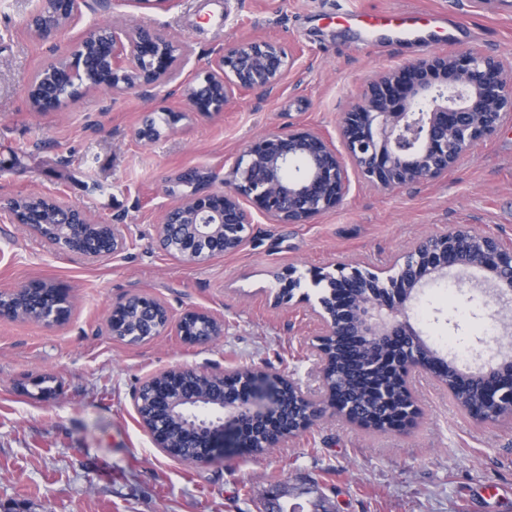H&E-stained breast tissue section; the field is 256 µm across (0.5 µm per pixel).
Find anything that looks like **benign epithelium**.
I'll return each mask as SVG.
<instances>
[{"label": "benign epithelium", "mask_w": 512, "mask_h": 512, "mask_svg": "<svg viewBox=\"0 0 512 512\" xmlns=\"http://www.w3.org/2000/svg\"><path fill=\"white\" fill-rule=\"evenodd\" d=\"M110 0H39L38 23L28 19L30 32L41 40L57 36L75 23L83 10L106 8ZM181 45L167 35L144 27L117 29L103 25L90 31L73 51L60 54L40 67L27 86L30 111L38 114L64 112L90 91L114 95L135 93L152 99L176 75L182 63ZM290 62L284 48L270 38L246 39L220 48L195 76L182 82L184 108L169 115L170 123L186 112H221L244 92H271L283 81ZM512 125V64L476 50L434 54L390 69L371 78L357 100L342 113L339 134L345 149L340 152L323 135L311 130L269 131L240 153L223 182L212 170L192 168L180 173L175 184L191 188L190 194L166 208L156 228L159 247L190 264L205 263L218 255L240 251L248 242L255 216L270 224H307L335 209L349 194L348 167L372 186L390 190L434 181L448 173L482 141L503 125ZM12 224H21L49 243L57 252L97 261L121 252L126 243L124 224H101L84 208L55 193L16 195L0 204ZM477 272L474 289L490 296L501 309L512 306V246L500 239L461 226L453 233L417 239L403 256L398 271L381 280L372 272L345 265L313 274L326 287L353 288L345 304L352 320L337 325L325 297L315 311L323 326L315 350L320 375L329 359L330 336L355 331L377 346L399 341L407 356L392 362L403 381L419 370H432L420 362V353L433 349L406 316L407 304L430 283L451 279L468 282ZM139 308L155 315L149 330L128 334L117 326L118 311ZM68 292L56 289V298L36 306L41 320L60 324L69 315ZM202 319L209 335L224 333L223 321L203 309L186 310L172 320L158 299L131 294L117 303L107 317L109 333L130 344L152 340L173 329L187 338L185 322ZM485 386L484 401L472 417L493 421L501 407L512 408V356L501 353L484 361L477 370ZM241 378L239 393H218L213 409L201 410L195 397L165 399L174 418L196 421L197 434L206 454L198 464L224 459V453L243 447L239 424L262 416L278 423L282 435L294 436L326 415L341 416L360 426L382 430L389 422L366 424L352 413L328 386L319 398L311 396L291 377L265 370L235 369L219 378ZM295 402L288 414L277 409L284 388Z\"/></svg>", "instance_id": "obj_1"}]
</instances>
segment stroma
I'll use <instances>...</instances> for the list:
<instances>
[{
    "label": "stroma",
    "instance_id": "35a3bbf8",
    "mask_svg": "<svg viewBox=\"0 0 512 512\" xmlns=\"http://www.w3.org/2000/svg\"><path fill=\"white\" fill-rule=\"evenodd\" d=\"M33 6L0 0V199L59 192L101 221L123 217L128 232L120 254L90 263L0 211V292L44 279L74 301L60 326L0 319V512H266L280 494L303 512L317 503L325 512H512V419L476 422L427 374L413 380L419 414L407 429L325 417L266 454L240 450L208 465L155 448L134 405L146 379L174 366L265 369L320 392L313 310L324 287L314 272L343 262L384 278L415 240L462 225L512 245V126L437 180L382 191L352 178L336 209L306 224L257 220L241 251L203 264L170 257L155 232L174 202L169 179L189 168L225 173L269 131L309 129L338 141L342 113L378 72L456 47L512 62V0L478 12L469 0H174L166 10L112 0L49 41L27 32ZM400 10L444 12L464 31L456 45L430 49L364 40L334 21L339 12ZM104 23L186 41L177 80L150 100L91 92L68 111L32 115V74ZM249 38L274 39L287 52L292 65L279 88L170 123L179 82L212 50ZM148 118L161 132L151 143L134 136ZM291 269L304 299L274 305L276 276ZM448 286L430 284L408 314L435 348L473 370L480 361L471 346L489 309L483 296H452ZM133 293L160 299L175 318L207 310L224 333L206 344L171 330L141 345L118 340L106 318Z\"/></svg>",
    "mask_w": 512,
    "mask_h": 512
}]
</instances>
